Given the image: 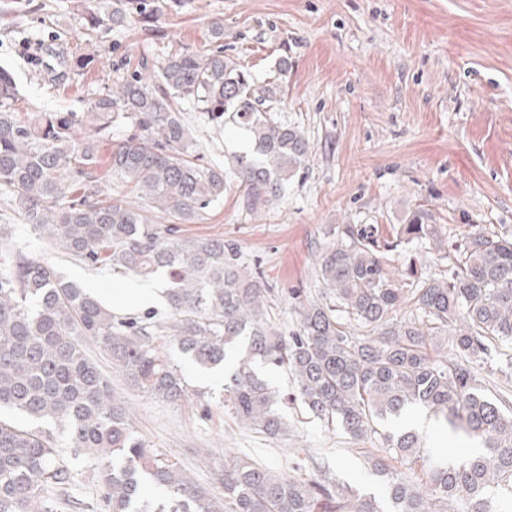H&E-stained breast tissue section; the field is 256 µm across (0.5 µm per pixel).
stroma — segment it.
Masks as SVG:
<instances>
[{
    "mask_svg": "<svg viewBox=\"0 0 512 512\" xmlns=\"http://www.w3.org/2000/svg\"><path fill=\"white\" fill-rule=\"evenodd\" d=\"M72 0H0V64L17 77L20 111L79 112L81 86L50 85L28 59L27 42L57 51L95 54L84 84L126 75L141 58L158 62L170 51L211 46L212 20L224 22V54L248 67L258 83L278 81L280 122L298 127L311 152L305 167L271 206L243 208L244 189L229 178L223 201L202 210L185 236L221 237L239 245L244 261L280 292L279 326L291 332L298 303L315 296V245L331 224H375L388 232L418 204L448 227L450 244L470 231L512 233V0H185L163 10L160 39L127 27L100 37L85 34ZM290 68L278 75L275 62ZM205 162L224 165L239 151L234 127L186 111ZM0 192L6 246L52 263L71 281L104 288L125 284L110 268H90L59 254L23 224ZM156 347L182 370L187 390L170 402L130 387L111 357L85 340L88 358L112 380L133 428L155 453L177 461L210 496L223 498L225 456H248L273 472L330 479L389 502L381 477L368 471L359 441L330 429L297 403L293 380L276 367L261 373L283 399L285 436L272 438L241 424L224 405L223 376L210 379L177 350L169 334ZM388 430H418L428 446L477 451L421 411L388 421Z\"/></svg>",
    "mask_w": 512,
    "mask_h": 512,
    "instance_id": "obj_1",
    "label": "stroma"
}]
</instances>
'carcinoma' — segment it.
I'll list each match as a JSON object with an SVG mask.
<instances>
[{
	"label": "carcinoma",
	"mask_w": 512,
	"mask_h": 512,
	"mask_svg": "<svg viewBox=\"0 0 512 512\" xmlns=\"http://www.w3.org/2000/svg\"><path fill=\"white\" fill-rule=\"evenodd\" d=\"M87 34L140 24L156 37L160 0H74ZM89 53L46 48L45 80L64 86L85 75ZM13 73L0 66V190L35 234L87 266L147 279L166 275L169 318L158 324L120 318L93 295L63 280L47 262L0 247V512H70L83 502L76 473L56 447L59 431L100 469L94 512H381L372 498L328 480L275 475L248 456L224 462V503L135 435L112 381L87 357L82 339L112 356L127 383L167 401L186 391L180 369L153 344L172 336L201 369L224 363L243 342L224 402L244 425L285 435L278 396L256 363L280 367L295 399L328 427L364 449L367 466L386 481L391 512H512V408L482 389L475 364L512 342V234L469 232L448 273L431 277L407 264L390 272L386 255L425 248L448 258V230L417 205L386 235L373 224H335L316 246L320 297L298 311L296 330L276 324L272 285L222 238L191 239L180 225L224 199V167L203 163L179 103L217 124L230 123L250 148L231 156L250 212L268 207L305 165L310 143L279 123L281 86H257L252 72L224 58L185 49L161 62L147 58L104 86L81 112H18ZM127 134L112 142V128ZM108 157L102 165V149ZM145 206H131L112 181ZM168 216L155 224L151 213ZM403 305L408 317L393 314ZM452 337L453 356L443 342ZM416 407L477 441L463 460L431 451L414 430L380 423ZM421 465L425 494L398 473Z\"/></svg>",
	"instance_id": "cac0c4a2"
}]
</instances>
